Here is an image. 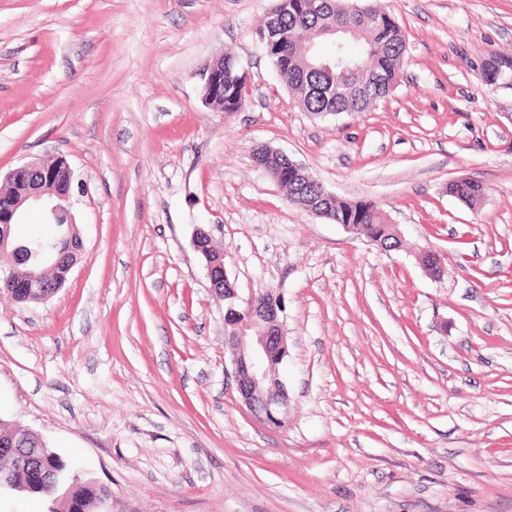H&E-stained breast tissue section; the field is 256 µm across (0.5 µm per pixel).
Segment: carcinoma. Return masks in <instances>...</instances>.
I'll return each mask as SVG.
<instances>
[{"instance_id":"1","label":"carcinoma","mask_w":512,"mask_h":512,"mask_svg":"<svg viewBox=\"0 0 512 512\" xmlns=\"http://www.w3.org/2000/svg\"><path fill=\"white\" fill-rule=\"evenodd\" d=\"M345 0H320V7L311 11L308 0H284L280 17V30L273 43H263L276 74L282 82L300 96L303 109L320 118L343 112H365L376 101L387 96L403 69L406 51L405 34L389 13L379 9L348 13L341 9ZM348 26L356 35L354 54L345 53L346 40L336 57H345L360 64V70L347 76L339 71L328 72L322 64L330 55L321 52V45L330 42V36L319 31L331 26ZM512 71V59L491 57L485 67L486 81L491 83L501 72ZM245 81L241 63L233 56H224V111L231 112L242 106ZM255 164L269 177L285 174L286 160L272 162L269 148L259 147L254 155ZM290 202L304 210L309 209L321 191L317 181L293 175L283 180ZM333 220L356 227L354 234L376 245L385 246L396 241L392 228L381 209L371 200H345L336 198L329 209ZM41 464L56 472L58 485L53 489L33 488L16 490L3 487V492L16 491L42 499L47 512H55L54 500L67 490L80 502L85 512H100L97 497L92 490L93 481L75 478V464L50 447L41 452Z\"/></svg>"}]
</instances>
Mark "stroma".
<instances>
[{
  "label": "stroma",
  "mask_w": 512,
  "mask_h": 512,
  "mask_svg": "<svg viewBox=\"0 0 512 512\" xmlns=\"http://www.w3.org/2000/svg\"><path fill=\"white\" fill-rule=\"evenodd\" d=\"M372 2L406 33L400 81L320 119L258 41L275 0H0V172L65 158L86 247L48 301L0 290V420L112 512H512V84L482 75L512 0ZM227 53L236 112L200 94ZM263 145L374 201L402 248L293 205ZM464 177L481 203L449 195ZM200 227L242 296L283 298L284 427L227 380ZM224 73V105L222 112H231L242 106L247 75L242 73L241 63L233 56H221L208 64L199 73L203 84L202 100L214 108L209 101L218 97L219 82Z\"/></svg>",
  "instance_id": "1"
}]
</instances>
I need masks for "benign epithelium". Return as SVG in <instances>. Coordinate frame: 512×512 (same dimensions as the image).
Returning a JSON list of instances; mask_svg holds the SVG:
<instances>
[{
    "label": "benign epithelium",
    "instance_id": "benign-epithelium-1",
    "mask_svg": "<svg viewBox=\"0 0 512 512\" xmlns=\"http://www.w3.org/2000/svg\"><path fill=\"white\" fill-rule=\"evenodd\" d=\"M224 72V57L208 64L199 73L203 84L202 100L207 103L219 94ZM74 172L64 158L50 166L37 159L26 161L4 176L0 189V281L11 284L7 292L19 302H42L52 297L60 286L46 278L49 271L68 279L72 268L85 255L83 239L72 214ZM33 207L40 208L46 223L66 230L67 253L55 243L18 241L12 226ZM194 249L205 259L214 293L224 301V352L229 354L231 370L227 378L242 402L259 418L275 425L284 422L281 408L287 400L278 366L288 357V340L283 324L284 306L273 289L259 296L242 297L230 282L225 267L226 254H211L212 238L204 229L196 230ZM34 435L16 429L6 443L9 454L24 452ZM30 476L21 482L54 486L56 475L37 466L30 458Z\"/></svg>",
    "mask_w": 512,
    "mask_h": 512
}]
</instances>
